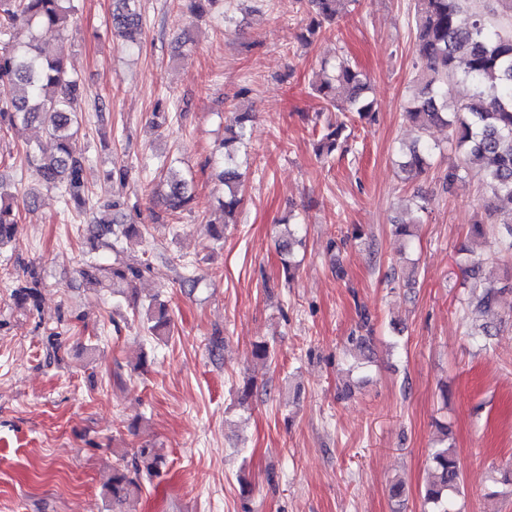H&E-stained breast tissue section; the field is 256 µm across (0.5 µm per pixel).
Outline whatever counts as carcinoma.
<instances>
[{"mask_svg":"<svg viewBox=\"0 0 512 512\" xmlns=\"http://www.w3.org/2000/svg\"><path fill=\"white\" fill-rule=\"evenodd\" d=\"M347 0H307L310 21L304 40L312 41L325 23H332ZM76 13L73 0H0V34H8L19 25L30 35L23 44L7 41L0 45V82L16 86L17 93L0 101V132L6 128L38 124L45 139L29 144L21 161L31 168L47 187L61 193L65 206L83 212L89 203L84 179V160L71 148L73 138L81 129V103L84 88L69 69L65 58L52 46L39 40L41 30L67 31ZM417 89L405 111V117L417 132L416 139L403 152L400 167L406 172L424 173L430 166L433 147L427 138L433 128L448 130L446 149L456 162L448 166L443 186L449 190L471 172L483 178L489 192L485 209L493 213L497 204L512 205V30L505 31L498 23L497 8L491 0H417ZM112 29L125 42L137 44L143 35L139 0H115ZM468 84L472 93L463 99L451 96L454 85ZM315 92L329 106H336L337 97L347 92L340 109L355 112L370 124L375 121V103L367 90V76L358 66L344 61L321 62ZM253 113L239 112L234 124L226 127V135L214 160L215 177L224 186V199L219 207L224 220L209 222L208 232L216 240L224 239V225L238 213L243 203L245 173L239 148L247 137ZM343 123L330 124L316 145V155L333 158L343 148L349 135ZM192 183L176 176L165 183L166 210L177 213L193 200ZM33 193L19 201L0 185V245L12 241L18 224V208L23 203H36ZM299 225L288 229L281 241V262L288 277L299 266L296 246ZM142 234L141 225L124 212L114 200L103 211L94 213L85 224V238L90 249L116 250L121 241ZM494 245L504 257L512 258V216L502 222L494 234ZM468 255L464 273L471 302L483 312L494 311L501 294L512 288L499 287L483 273L480 262ZM141 263L119 262L103 265L91 259L78 269L82 284L92 288H110L117 303L129 302L139 307L135 294L126 290L143 276ZM418 263L413 261L392 269L389 283L416 281ZM42 278L36 267H26V283L14 292L18 307L32 311L37 308ZM147 330L158 339L170 334L171 318L165 304L153 298L145 307ZM371 346L366 336L347 338L345 354L350 357L348 371L362 368L369 359ZM440 444L430 454L427 478L421 489L428 512H452L451 499L461 492L462 471L453 445L448 443V425L438 424ZM166 466V457L152 445L136 449L131 460L116 464L112 477L104 485V496L112 502V512H123V505L140 490L142 476L153 477ZM394 512H403L404 484L396 479L389 485Z\"/></svg>","mask_w":512,"mask_h":512,"instance_id":"carcinoma-1","label":"carcinoma"}]
</instances>
